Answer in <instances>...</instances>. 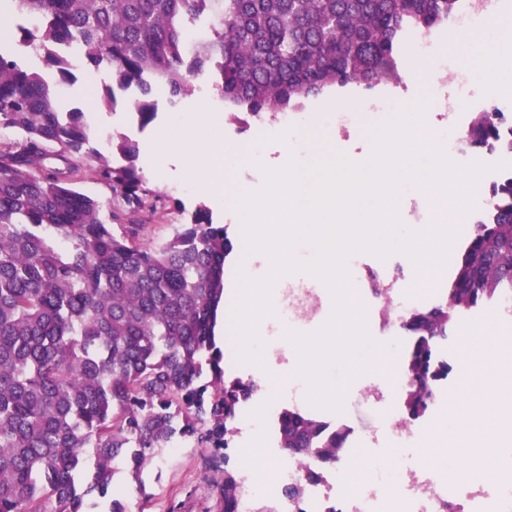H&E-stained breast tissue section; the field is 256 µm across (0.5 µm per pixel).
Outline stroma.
<instances>
[{
  "mask_svg": "<svg viewBox=\"0 0 512 512\" xmlns=\"http://www.w3.org/2000/svg\"><path fill=\"white\" fill-rule=\"evenodd\" d=\"M77 80L71 87L70 95L64 96L66 108H81L90 119L95 133H122L136 141L140 154L139 164L150 185L159 195L169 199L170 210L152 214L146 211L133 215L117 216V203L111 189L100 183L94 170L96 164L88 158H69L70 166L79 170V187L82 192L96 199L101 206L103 218L112 222L117 235L124 236L130 230H137L140 243L153 246L170 238L176 227L190 223L198 206H206L213 223L226 225L232 237L243 233L241 220L233 213L216 206L210 177L187 179L179 164L165 163L156 155L152 145L159 130L168 129L174 137L184 133L179 120L201 110L224 115L226 108L222 99L207 101L198 93L190 92L178 97L172 96L166 86H155L152 100L157 117L148 127H140L126 105L108 110L101 105V92L111 82L107 70L83 65L76 72ZM429 86H418L410 68H403L401 82H383L370 88H357L336 93L328 92L309 98L304 107L295 112L296 121L309 118L337 121L339 117H360V124L350 128L348 133L337 134L335 150L337 155L348 161L361 164L372 152V141L367 133L364 118L373 110L376 96L398 92L404 94L406 103H414L423 94L429 93ZM223 146L234 153H244L253 142L265 143L264 164L237 162L229 170L230 188L255 191L262 187V167H279L284 147L282 139L269 135L256 123L226 124L219 128ZM482 218L473 213L470 223L459 225L458 237L448 254L441 270L440 283L435 292L419 294L417 300L421 309L441 304L446 298L452 278L461 261L467 241L474 230V224ZM374 381L371 371L356 370L354 377L344 384L341 412L303 403L301 411L318 416L322 420L338 419L351 428V445L365 448L370 438H379L384 447H392L386 420L382 418L379 405L366 402L361 393ZM224 482V460L216 455L208 443L183 442L178 448H159L153 453L140 479L127 475L117 477V484L123 490L131 512H222L223 501L220 487Z\"/></svg>",
  "mask_w": 512,
  "mask_h": 512,
  "instance_id": "obj_1",
  "label": "stroma"
}]
</instances>
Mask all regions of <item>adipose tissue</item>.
I'll return each mask as SVG.
<instances>
[{
	"mask_svg": "<svg viewBox=\"0 0 512 512\" xmlns=\"http://www.w3.org/2000/svg\"><path fill=\"white\" fill-rule=\"evenodd\" d=\"M450 50L467 62L486 95L503 87V74L489 58L512 57V33L451 34ZM460 374L468 387L451 397L446 415L427 431L423 464L470 480L487 468L476 451L496 453L512 447V334L498 327L468 328Z\"/></svg>",
	"mask_w": 512,
	"mask_h": 512,
	"instance_id": "adipose-tissue-1",
	"label": "adipose tissue"
}]
</instances>
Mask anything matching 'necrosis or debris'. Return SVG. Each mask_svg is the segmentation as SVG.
Returning <instances> with one entry per match:
<instances>
[{
    "label": "necrosis or debris",
    "mask_w": 512,
    "mask_h": 512,
    "mask_svg": "<svg viewBox=\"0 0 512 512\" xmlns=\"http://www.w3.org/2000/svg\"><path fill=\"white\" fill-rule=\"evenodd\" d=\"M512 0H461L460 8L448 22L457 31L495 20ZM407 44L419 57L431 63L436 74V104L444 110L451 130L447 144L449 156L457 161L474 160L459 122L458 105L467 102L472 108H495L512 112V103H500L482 94L463 75H450L448 60L440 52V36L436 33H414ZM347 270L352 287L360 296L367 317L380 321L384 328L400 333L409 312L408 282L394 276L374 281L364 274L355 259H348ZM318 289L305 281H288L279 286L276 302L278 324L297 327L307 323L319 311ZM309 465L292 456L277 482L255 487L250 474H243L238 489L237 512H257L259 501H266L269 512H381L392 496L401 497L409 512H512V480L461 482L449 487L448 481L434 469L415 460L400 462L395 470L375 469L371 477L347 491L346 474L335 467L324 471L316 481H308ZM301 485L300 498L284 501L281 487Z\"/></svg>",
    "instance_id": "4bbe7bcc"
}]
</instances>
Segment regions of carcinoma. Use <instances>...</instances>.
Segmentation results:
<instances>
[{
  "instance_id": "obj_1",
  "label": "carcinoma",
  "mask_w": 512,
  "mask_h": 512,
  "mask_svg": "<svg viewBox=\"0 0 512 512\" xmlns=\"http://www.w3.org/2000/svg\"><path fill=\"white\" fill-rule=\"evenodd\" d=\"M457 0H0L20 39L0 34V512H127L114 487L135 480L157 448L175 439L223 453L224 512H235L237 475L227 468L241 406L257 391L225 375L214 329L224 298L227 228L201 207L190 224L148 247L118 236L93 197L50 163L93 156L95 175L135 214L165 207L137 164L139 146L121 136L114 166L95 147L84 113L61 108L59 87L75 82L67 47L112 74L105 102L132 94L140 127L156 116L153 86L172 96L213 69L224 104L252 118L296 112L302 99L400 77L405 38L448 23ZM207 14L208 34L185 38ZM43 56L47 81L19 52ZM512 115L481 113L468 145L512 152L502 128ZM512 292V177L492 188L448 297L410 313L405 359L410 385L403 420L430 411L451 366L439 349L456 316ZM350 431L293 408L281 410L278 446L321 467L338 460ZM93 470L78 480L85 449Z\"/></svg>"
}]
</instances>
